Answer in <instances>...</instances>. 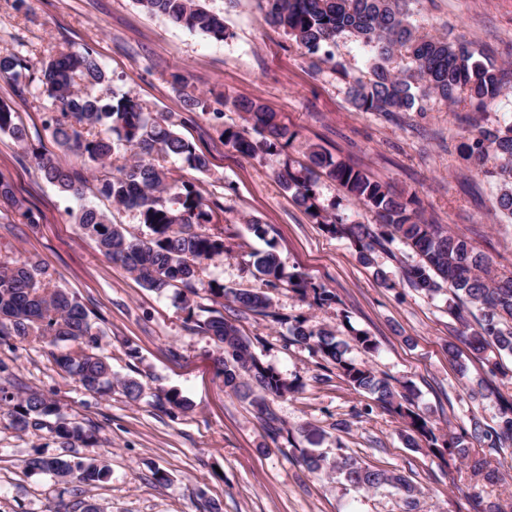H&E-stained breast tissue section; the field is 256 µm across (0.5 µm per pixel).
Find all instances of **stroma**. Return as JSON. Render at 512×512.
I'll return each mask as SVG.
<instances>
[{"label":"stroma","instance_id":"obj_1","mask_svg":"<svg viewBox=\"0 0 512 512\" xmlns=\"http://www.w3.org/2000/svg\"><path fill=\"white\" fill-rule=\"evenodd\" d=\"M223 14L231 36L216 43L143 10L135 0H0V55L22 56L31 73L61 49L91 47L112 76L116 92L150 112L168 115L212 166L200 173L172 162L175 176L193 183L207 202L222 207L219 233L227 254L203 261V281L227 288H258L252 255L275 249L281 263L322 284L336 296L319 305L284 285L268 287L274 317L249 314L239 322L264 364L298 386L274 400L291 437H271L248 402L225 391L212 338L187 320L174 293L144 288L99 252L76 222L81 204L61 193L39 171L32 155L51 157L65 170L90 164L60 147L45 128L47 99L39 84L17 90L0 77V101L20 116L26 146L0 134V177L13 183L33 221L0 201V260L47 266L56 282L86 306L99 331L100 355L117 383L105 395L86 391L54 362L48 346L31 337L0 340V386L18 394L36 391L56 402L66 418L97 430L95 444H61L46 433L20 431L0 413V512H402V495L385 486L365 490L333 466L338 454L405 477L419 494L415 512H486L498 504L512 512V456L469 441L465 459L409 447L407 428L374 396L354 391L321 356L289 340V321L306 318L348 342V356L391 379L413 386L414 404L438 439L464 435L472 418L496 425L495 401L472 400L479 383L500 386L512 399V355L495 349L473 353L448 316L446 295L428 297L410 288L403 269L415 260L401 241L363 265L349 239L329 233L294 203L277 178L285 159L299 160L316 143L350 161L392 190L415 196L424 220L466 236L500 275L512 274V220L496 208L498 186L477 173L461 146L470 127L464 106L428 101L423 112L388 116L357 110L349 77H367L369 55L351 38L339 39L332 59L311 55L282 29L268 25L260 0H205ZM410 20L420 32L475 42L507 70L492 110L477 113L487 127L512 125V0H410ZM207 98L224 117L213 120L185 105ZM256 100L276 112L297 137L280 155L247 157L225 145L223 127L241 125L233 98ZM316 202L348 224L377 217L321 178ZM261 224L255 233L253 224ZM363 332L373 352L354 343ZM457 355H450L449 344ZM503 375H492L490 360ZM144 387L139 400L125 396L121 379ZM178 391L192 403L182 411L165 400ZM322 453L323 468L309 472L302 451ZM91 458L109 468L104 482L79 487L28 470L35 454ZM486 458L492 473L471 479L473 461Z\"/></svg>","mask_w":512,"mask_h":512}]
</instances>
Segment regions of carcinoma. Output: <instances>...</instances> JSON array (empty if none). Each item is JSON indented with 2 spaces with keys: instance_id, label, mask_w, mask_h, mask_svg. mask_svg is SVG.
<instances>
[{
  "instance_id": "1",
  "label": "carcinoma",
  "mask_w": 512,
  "mask_h": 512,
  "mask_svg": "<svg viewBox=\"0 0 512 512\" xmlns=\"http://www.w3.org/2000/svg\"><path fill=\"white\" fill-rule=\"evenodd\" d=\"M146 11L165 17L172 24L221 42L229 33L224 16L206 9L200 0H136ZM409 0H267L266 21L284 32L311 54L320 51L331 58L330 47L349 36L370 53L368 78L349 82L353 105L365 112L396 115L424 111L430 98L449 105L467 102L478 112H486L502 89L500 69L482 60L483 52L474 43L446 36L421 34L409 20ZM407 57L412 66L397 70L392 63ZM29 67L19 55H0V75L17 85H28ZM50 100L46 127L56 143L73 149L95 165V194L138 213L146 228L140 238L127 236L110 214L85 203L77 216L78 224L99 251L126 270L145 288L159 294L177 291L181 308L214 341L227 342L217 358L224 388L249 403L264 418L269 431H282L280 420L271 409L269 398L294 392V385L270 366L263 365L252 340L243 335L236 319L191 303L196 293L202 261L227 252L224 238L209 234L202 226L213 221L219 204H206L195 185L170 179L169 169L154 163L155 157H176L200 173L210 171L208 156L195 148L162 113L147 111L142 104L112 89V77L90 48L63 52L50 59L39 78ZM233 108L246 114L254 136L228 126L224 143L239 153L256 157L280 153L295 133L276 113L248 99H235ZM0 133L16 143H27V132L13 108L0 103ZM462 151L473 168L490 178H500L496 197L499 212L512 219V125L490 129L473 123ZM44 178L61 191L81 199L87 180L77 171L57 167L43 154L35 155ZM124 163L116 168L112 161ZM326 176L338 183L351 198L376 213V224H346L314 203L313 187ZM285 190L293 192L294 202L305 208L317 223L336 235L347 237L360 261L371 265L378 251L399 239L418 257L404 268L407 285L431 298L444 291L448 315L460 326V337L476 353L490 347L512 354V276H496L486 258L462 235L448 232L440 224L421 220L414 208V197L391 191L384 183L344 160H336L316 144H309L305 160L285 163L279 173ZM259 278L286 284L319 304L332 302L335 295L288 271L272 249L254 262ZM53 275L45 266L27 261L0 262V339L8 336H35L47 340L56 365L73 376L88 391L104 394L112 389V368L97 353L99 332L93 330L89 312L66 289L52 284ZM216 297L238 305V312L268 316L272 299L257 288L227 289L215 282L207 284ZM480 316L475 323L469 317ZM291 342L336 365L356 391L376 396L407 421L410 445L433 446L437 437L429 420L405 405L409 398L400 394L371 369L347 357L346 344L336 340L326 328L295 320L288 328ZM61 343L70 349L54 351ZM500 413L495 426L471 419V438L498 452L512 446V401L497 395ZM10 410L11 425L27 431H45L60 443L90 445L96 429L64 418L55 403L31 392L19 396L0 388V406ZM26 467L32 471L70 478L82 485L101 481L107 468L91 459L71 460L60 456L37 455ZM336 470L359 488L391 486L403 494L404 505L412 510L418 490L404 477L385 470L363 466L342 454Z\"/></svg>"
}]
</instances>
